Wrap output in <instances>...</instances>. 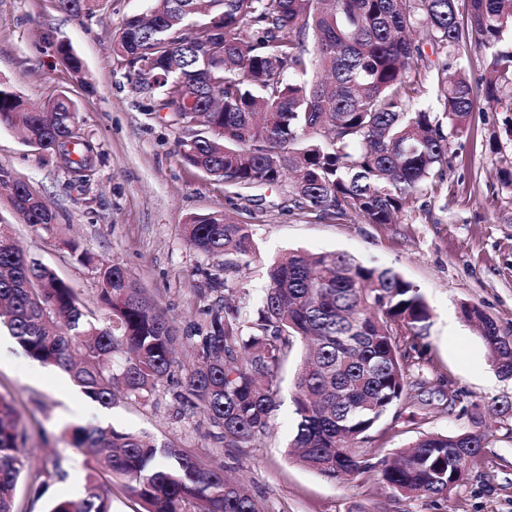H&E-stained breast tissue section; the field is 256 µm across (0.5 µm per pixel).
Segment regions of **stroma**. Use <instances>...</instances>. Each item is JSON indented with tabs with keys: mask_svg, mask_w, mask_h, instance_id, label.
Segmentation results:
<instances>
[{
	"mask_svg": "<svg viewBox=\"0 0 512 512\" xmlns=\"http://www.w3.org/2000/svg\"><path fill=\"white\" fill-rule=\"evenodd\" d=\"M150 6V0H97L91 16L76 17L60 10L56 0H0V82L31 106L69 95L98 154L91 182L81 187L45 152L25 143L17 129L0 128V166L56 215L54 224L33 226L2 198L0 233L53 268L96 312L97 263L124 268L186 336L179 356L188 367L195 362L188 338L205 326L212 300L205 276L217 267L216 260L186 245L184 226L191 215L221 211L251 224L254 261L224 272L248 313L261 304L266 264L292 249L345 253L393 268L422 289L432 317L422 335L407 339L413 350L406 399L385 415L364 448L377 461L393 457L421 432L486 434L488 446L450 493L453 512H512V417L492 410L494 403L512 400V378L498 375L484 340L461 313L463 304L478 305L503 333L512 334V191L496 175L512 142L502 141L498 154L488 146L502 129L503 112L478 102L468 134L450 142L442 177L429 181L396 223L296 215L288 210L283 186L257 189L262 206H233L223 183L183 165L176 153L179 129L155 111L150 94L135 89L112 52L125 20ZM62 41L81 59L86 84H79L59 54ZM73 241L93 254V262L77 260L69 248ZM299 360L292 353L280 372L271 434L254 447L234 449L215 442L203 414L175 417V381L159 382L149 397L118 402L104 419L69 375L10 341L0 351V395L13 400L24 431L19 512H45L57 497L80 495L91 460L62 440L61 432L71 424L104 421L223 465L244 481L263 512H439L433 498L390 490L374 474L331 481L285 458ZM57 458L65 478L41 482L40 471Z\"/></svg>",
	"mask_w": 512,
	"mask_h": 512,
	"instance_id": "35a3bbf8",
	"label": "stroma"
}]
</instances>
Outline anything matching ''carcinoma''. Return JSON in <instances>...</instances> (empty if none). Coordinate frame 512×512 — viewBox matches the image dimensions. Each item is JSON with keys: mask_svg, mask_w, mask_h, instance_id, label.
Returning a JSON list of instances; mask_svg holds the SVG:
<instances>
[{"mask_svg": "<svg viewBox=\"0 0 512 512\" xmlns=\"http://www.w3.org/2000/svg\"><path fill=\"white\" fill-rule=\"evenodd\" d=\"M76 17L94 0H58ZM157 0L146 17L126 19L114 54L135 86L156 98L176 125L188 167L224 181L225 197L287 175L289 210L371 224H393L448 166L450 138L469 130L477 107L465 66L424 60L422 45L458 54L473 39L490 51L478 80L482 96L512 113V0ZM58 51L84 79L69 44ZM431 72L427 91L420 71ZM20 124L26 142L87 180L94 151L78 105L62 94L36 111L0 84V127ZM0 196L26 224L56 223L29 187L0 167ZM184 239L195 252L249 265L253 230L215 211L190 217ZM257 318L227 301L238 291L207 274L215 300L197 364L174 394L180 408L206 413L224 448H248L269 435L279 406L280 371L295 342L306 344L295 376L296 415L287 456L329 480L375 471L391 489L428 495L449 512L448 492L487 445V435L422 433L378 468L359 450L381 418L407 394L409 351L431 319L421 288L391 268L336 252L293 251L270 263ZM100 314L43 263L0 235V325L43 365L67 371L104 407L152 395L180 368L172 324L117 265L99 271ZM36 282L32 292L26 283ZM463 318L485 341L497 372L512 377V336L478 305ZM93 460L80 496L57 498L48 512H112L119 481L142 512H262L249 490L186 449L150 434L108 426L65 430ZM21 418L0 395V512H15L25 466Z\"/></svg>", "mask_w": 512, "mask_h": 512, "instance_id": "carcinoma-1", "label": "carcinoma"}]
</instances>
